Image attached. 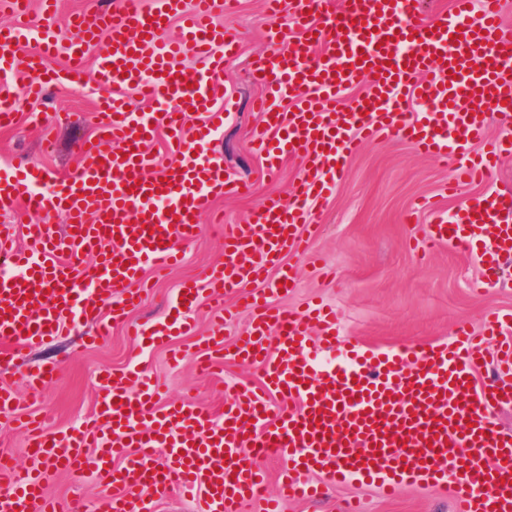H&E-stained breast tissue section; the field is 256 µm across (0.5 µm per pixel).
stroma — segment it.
Here are the masks:
<instances>
[{"instance_id": "1", "label": "stroma", "mask_w": 512, "mask_h": 512, "mask_svg": "<svg viewBox=\"0 0 512 512\" xmlns=\"http://www.w3.org/2000/svg\"><path fill=\"white\" fill-rule=\"evenodd\" d=\"M222 24L238 36L241 52L225 62L217 77L221 93L214 109L220 120L210 147L223 157L231 175L254 181L256 192L211 201L210 209L222 212L223 223H209L207 215H200L204 232L187 246L181 264L160 275L145 268L139 283L144 300L124 319L113 320L110 306H103L99 324L74 325L31 350L22 368H0V386L23 398V370L44 364L58 367L53 381L32 403L21 401L0 419V453L18 466L35 464L20 422L42 419L53 431L81 425L92 416L102 394L103 371L144 372L159 381L161 404L192 397L218 415L224 412L225 399L260 383L256 366L240 360H225L212 376L197 371L200 344L213 333L208 303H200L193 313V331L176 337L169 348L128 336L126 328L130 322L150 326L165 321L184 283H203L212 269L222 266L225 225L247 223L266 196L289 199L300 175L299 162L289 159L277 180H267L262 160L250 148V131L264 117L253 108L261 89L249 82L248 64L271 50L264 0H240L239 10L224 17ZM99 97L97 74L90 69L82 91L59 85L40 102L18 98L16 124L0 128V168L72 172L78 164V143L95 132L93 114ZM47 137L53 142L48 151L43 148ZM449 177L443 163L417 156L402 141L366 144L349 159L334 191L313 208L318 229L309 253L282 257L294 286L274 295V302L296 309L311 301L332 306L344 336L379 349L427 348L453 340L461 326L479 331L486 311H512V282L474 291L482 275L478 257L459 245L418 248L406 221L420 205L451 213L471 197L512 185V156L503 159L485 184L462 186L453 195L446 190ZM105 493L97 479L67 473L48 487L49 496L68 512L73 507L102 512ZM351 499L360 500L365 512H452L449 495L433 487L408 488L387 498L377 488L360 484L337 486L319 502L286 503L284 512H341Z\"/></svg>"}]
</instances>
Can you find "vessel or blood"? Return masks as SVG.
<instances>
[{"mask_svg": "<svg viewBox=\"0 0 512 512\" xmlns=\"http://www.w3.org/2000/svg\"><path fill=\"white\" fill-rule=\"evenodd\" d=\"M34 1L43 16L54 15L58 0H0L15 17L0 27V73L17 85L0 90V124L14 125L18 95L39 98L63 82L82 87L93 43L102 97L97 134L80 144L73 172L0 170V205L46 217L26 225L23 250L9 226L0 227L1 365L21 364L68 325L98 320L115 294L122 307L138 305L133 285L144 267L179 260L202 233L199 215L212 197L254 190L252 181L225 175L208 149L213 121L187 120L212 111L216 76L237 53L236 36L217 21L237 0H113L76 13L79 37L58 70L47 65L58 49L50 29L27 45ZM504 8V0H452L429 16L422 0H343L337 12L326 0H266L273 50L251 62L249 76L270 94L260 100L266 121L252 141L267 177L286 157L300 160L301 175L289 200L268 197L249 223L225 228L223 266L205 286H182L171 320L133 330L168 343L187 332L189 308L206 294L217 321L199 365L211 371L224 350V297L235 294L252 311L235 355L259 368V388L234 396L218 421L192 399L158 406V386L140 387L135 373L105 372L91 427L51 432L33 422L28 444L44 468L17 473L0 458V512H60L45 494L59 470L108 479L106 512H147L142 489L162 496L174 486L199 512H241L253 500L260 512H283L285 501L318 499L347 483L387 496L406 486L446 487L453 512H512V433L493 419L512 404V384L476 380L489 336L501 337L499 361L512 371L511 313L487 312L481 333L459 329L453 344L377 351L345 340L334 308L287 310L254 289L282 253L304 250L299 229L312 223L311 204L335 188L364 140H403L448 165L457 184L486 181L512 154V25ZM285 15L299 29L290 42L279 24ZM176 20L179 37L165 38ZM189 58L197 68L185 67ZM358 85L365 94L348 98ZM128 87L147 107L130 105ZM285 100L290 109H281ZM494 120L505 130L489 140ZM161 131L174 160L149 178L144 146ZM477 140L484 148L474 155ZM57 214L66 235L49 222ZM414 229L417 245L477 251L482 285L494 284L512 256V193L469 198ZM84 253L96 254L94 265L80 263ZM260 454L280 463L279 497L265 494Z\"/></svg>", "mask_w": 512, "mask_h": 512, "instance_id": "obj_1", "label": "vessel or blood"}]
</instances>
